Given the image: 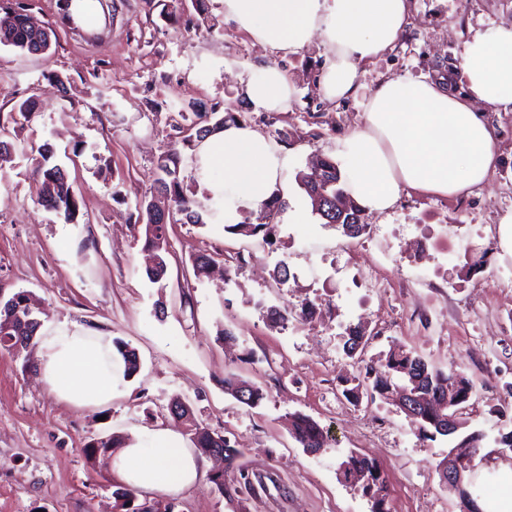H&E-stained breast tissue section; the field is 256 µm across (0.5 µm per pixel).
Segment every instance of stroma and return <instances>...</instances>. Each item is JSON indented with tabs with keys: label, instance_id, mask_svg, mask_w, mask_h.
Instances as JSON below:
<instances>
[{
	"label": "stroma",
	"instance_id": "35a3bbf8",
	"mask_svg": "<svg viewBox=\"0 0 512 512\" xmlns=\"http://www.w3.org/2000/svg\"><path fill=\"white\" fill-rule=\"evenodd\" d=\"M101 2L106 26L90 42L61 22L58 0H0V12L30 13L53 32L41 55L0 46V125L14 146L0 164V300L29 292L43 326L77 322L108 333L136 351L140 369L110 404L79 409L45 390L36 346L17 357L0 352V512H122L107 457L90 462L84 449L114 435L186 433L167 410L176 397L195 423L240 444L243 468L265 489L228 502L209 481L215 464L207 459L193 487L159 496L175 512H371L337 473L352 452L379 465L390 512H460L437 472L448 438L420 439L382 401L349 403L343 389L356 368L341 337L360 322L370 336L366 357L397 343L441 369H462L476 390L463 430L484 432L486 449L499 430L512 429V258L489 255L495 285L477 291L464 273L473 252L444 244L468 235L486 244L499 214L512 209V112L484 109L500 158L479 189L455 200L401 195L384 213H364L357 238L322 224L297 174L360 127L378 83L426 77L438 66L459 70L473 33L512 24V0H410L399 41L360 66L357 96L336 101L320 89L322 38L288 56L226 22L222 0ZM257 65L280 67L294 85L287 111L264 112L246 98L242 81ZM26 100L34 109L24 117L18 107ZM203 112L235 114L296 162L284 173L268 239L232 235L220 224L169 225L161 288L145 274L136 204L155 195L157 159L174 148L183 156L184 190L198 197L196 150L183 139ZM46 144L81 195L76 223L37 202L32 171ZM200 250L222 265L201 281L191 265ZM281 264L288 280L274 275ZM376 267L384 287H355ZM306 299L319 305L312 320L272 325V312L290 313ZM225 328L233 343H225ZM230 374L263 388L259 407L225 392ZM296 412L317 421L331 446L306 452L288 431ZM471 478L482 512H499L512 491V452L477 463Z\"/></svg>",
	"mask_w": 512,
	"mask_h": 512
}]
</instances>
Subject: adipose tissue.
Returning a JSON list of instances; mask_svg holds the SVG:
<instances>
[{
  "label": "adipose tissue",
  "mask_w": 512,
  "mask_h": 512,
  "mask_svg": "<svg viewBox=\"0 0 512 512\" xmlns=\"http://www.w3.org/2000/svg\"><path fill=\"white\" fill-rule=\"evenodd\" d=\"M224 18L255 42L283 52L321 36L330 50L322 76L327 98L354 95L360 64L385 53L399 38L408 0H222ZM463 91L441 80L397 78L370 93L361 128L336 141L347 171L345 189L363 209L383 212L403 192L448 199L482 185L498 163L497 131L473 101L512 110V25H497L465 43ZM248 100L267 112L287 110L294 87L272 65L244 82ZM290 151L240 124L206 137L197 146L195 178L213 223L242 209L256 210L282 188ZM223 168V179L213 172ZM40 379L48 391L78 408L111 403L124 364L110 336L73 323L38 337ZM199 456L171 429L152 433L147 444L115 449L110 471L116 486L146 493H177L196 484Z\"/></svg>",
  "instance_id": "1"
}]
</instances>
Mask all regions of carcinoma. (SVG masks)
I'll return each mask as SVG.
<instances>
[{"instance_id":"1","label":"carcinoma","mask_w":512,"mask_h":512,"mask_svg":"<svg viewBox=\"0 0 512 512\" xmlns=\"http://www.w3.org/2000/svg\"><path fill=\"white\" fill-rule=\"evenodd\" d=\"M0 35L12 38L13 48L23 52L36 54L41 47L46 45L45 40L38 39L30 28L19 18L0 17ZM236 122L232 114H227L216 119L213 123L199 127L196 130V139L201 141L211 133L224 128L227 122ZM42 161L38 162L34 170V176L40 183L38 192V204L48 210L58 213L67 222L76 219L79 212L80 199L63 174L62 168L50 164L51 150L49 145H44L40 152ZM180 154L176 150H170L158 158L157 169L160 177L157 179V192L165 195L170 201L173 213L181 216L185 224L204 223L202 215L195 209L194 201L189 198L182 188L180 179ZM317 164L321 171V181L314 182L308 176H301L302 185L307 196L311 200L313 211L325 224H338V229L344 235L355 238L364 231L362 222L363 209L349 196L343 186L341 170L331 157L320 155ZM153 203L141 201L137 203L138 221L144 224V249L154 253L158 262L152 268H146V276L153 284L164 287L168 272L167 250L160 247L161 238L166 235L167 225L161 223V219L152 214ZM266 228L264 224H227L225 230L231 234L253 237ZM214 259L211 254L199 251L192 256L194 276L200 280L208 275ZM316 313V305L306 302L300 309L283 315L274 313V320L286 324L290 320L306 321ZM41 326L40 319L36 316L30 296L20 291L8 299L0 308V350L11 355L18 356L25 350L37 335ZM369 336L366 329L360 325H350L345 329L343 351L346 356L353 358L356 353L364 348ZM114 346L122 355L126 365V375L134 376L139 370V360L135 352L129 350L127 345L120 341L114 342ZM421 394L430 396V401L420 407L419 412L409 417L410 423L418 435L426 440H433L436 436H446L448 432L440 428V411L442 404L447 401L448 395H454L464 400L473 393V383L467 375L456 368L450 367L448 371L437 369L430 365L423 357L407 350L402 345H392L390 348L370 361L364 367L363 379L357 380V384L344 389L345 397L357 398L363 394L370 400L377 398L388 402L393 401V396L404 384ZM245 389L248 392L247 400L241 404L255 408L265 398L263 389L238 376L230 375L224 378V390L232 397H237L238 391ZM289 431L293 439L303 448H323L326 441L324 429L303 413H294L289 417ZM189 440L192 447L200 455H205L214 450L224 457L225 469L210 477L221 492L228 495L252 494L253 486L250 485L249 476L241 469L238 460L243 455V450L238 445L215 431L198 425L190 429ZM123 440L114 435L108 439H102L87 449V455L93 459L98 454L106 452L109 448H119ZM346 469L343 472L345 480H350L353 473H361L366 480L362 486L363 493L372 502V512H388V490L383 480L380 479L377 463L364 456L350 454L343 460ZM228 472H236L239 479L232 483L226 482L225 475ZM115 498L121 501V506L131 512H156L149 506H133L135 492L130 489H118L114 492Z\"/></svg>"}]
</instances>
